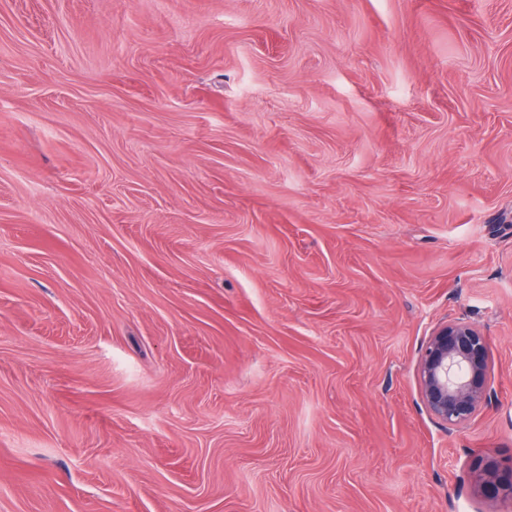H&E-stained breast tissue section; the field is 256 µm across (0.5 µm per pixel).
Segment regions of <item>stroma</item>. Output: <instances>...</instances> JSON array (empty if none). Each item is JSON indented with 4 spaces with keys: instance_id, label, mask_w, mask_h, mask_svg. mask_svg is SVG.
Here are the masks:
<instances>
[{
    "instance_id": "35a3bbf8",
    "label": "stroma",
    "mask_w": 512,
    "mask_h": 512,
    "mask_svg": "<svg viewBox=\"0 0 512 512\" xmlns=\"http://www.w3.org/2000/svg\"><path fill=\"white\" fill-rule=\"evenodd\" d=\"M496 377L425 408L433 330ZM512 0H0V512H512ZM421 398L426 409L459 428L486 403L494 378L487 337L466 321L438 326L429 337L419 363ZM476 479L480 485L489 487L498 501L512 500V458L508 462L482 460Z\"/></svg>"
}]
</instances>
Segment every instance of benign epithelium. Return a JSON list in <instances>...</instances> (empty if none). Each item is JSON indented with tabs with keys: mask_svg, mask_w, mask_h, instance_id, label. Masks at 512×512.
<instances>
[{
	"mask_svg": "<svg viewBox=\"0 0 512 512\" xmlns=\"http://www.w3.org/2000/svg\"><path fill=\"white\" fill-rule=\"evenodd\" d=\"M419 377L422 402L431 414L452 428L467 424L486 403L494 378L487 337L466 321L438 326L422 352ZM476 479L497 500H512V459L481 461Z\"/></svg>",
	"mask_w": 512,
	"mask_h": 512,
	"instance_id": "1",
	"label": "benign epithelium"
}]
</instances>
